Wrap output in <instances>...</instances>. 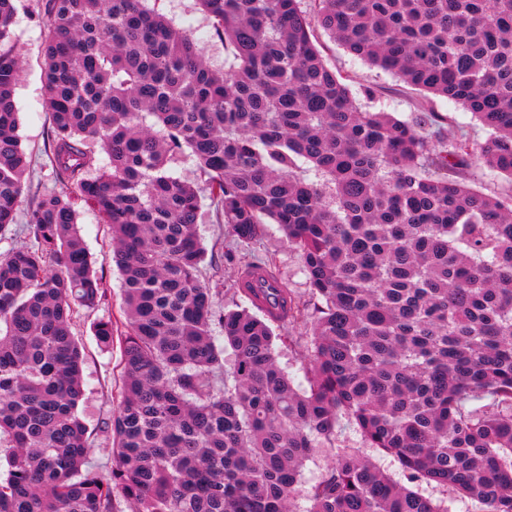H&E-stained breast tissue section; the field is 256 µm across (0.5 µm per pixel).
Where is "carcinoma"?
<instances>
[{
  "mask_svg": "<svg viewBox=\"0 0 512 512\" xmlns=\"http://www.w3.org/2000/svg\"><path fill=\"white\" fill-rule=\"evenodd\" d=\"M148 0H42L45 149L55 188L31 245L0 254V512H447L405 478L512 512V0H196L231 61L214 70ZM16 0H0V235L28 168L15 91ZM430 94L403 122L357 107L316 28ZM445 97L480 147L435 111ZM189 158L198 182L171 164ZM241 240L277 224L311 290L310 370L294 387L272 326L304 317L268 259L274 317L215 308L199 278L201 192ZM98 212L124 283L122 400L112 471L86 466L89 427L72 317L106 299L80 234ZM219 325L233 354L211 330ZM336 449L320 479L302 468ZM433 100L435 109L438 112H450L455 117L460 129L468 134V137L473 143L479 144L485 142L488 134L471 113L455 106L452 102H448L445 98L435 97Z\"/></svg>",
  "mask_w": 512,
  "mask_h": 512,
  "instance_id": "carcinoma-1",
  "label": "carcinoma"
}]
</instances>
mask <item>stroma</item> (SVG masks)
<instances>
[{
	"label": "stroma",
	"instance_id": "stroma-1",
	"mask_svg": "<svg viewBox=\"0 0 512 512\" xmlns=\"http://www.w3.org/2000/svg\"><path fill=\"white\" fill-rule=\"evenodd\" d=\"M149 5L164 15L176 28L190 33L203 52L205 61L215 69L223 68L227 54L223 44L213 36L211 24L195 0H149ZM41 0H19L16 19L15 46L23 64V77L16 89L19 110V135L29 156L26 175L28 191L25 204L19 207L10 230L0 236V253L31 242L26 231L27 206L44 191L54 186L51 163L44 145L49 127V115L44 105L42 75L43 28L39 23ZM318 41L329 67L343 76L356 102H363L364 87L377 92L374 110H384L401 120L410 119L421 98L419 91L410 89L396 77L385 73L352 55L335 43L327 34H319ZM78 227L90 254L95 258L94 269L107 290V298L95 310L77 314L73 332L83 354V378L86 395L78 406L79 415L92 430V451L89 468L100 473L112 469V439L101 429L102 421L111 417L120 396V345L103 350L97 345L93 325L100 320H122L123 284L116 266L107 259L112 251V231L103 224L99 214L88 207L79 211ZM200 234L208 254L220 256L225 252L256 255L271 259L282 279L301 300H308L310 290L303 262L297 249L290 245L278 225L266 227L263 237L243 241L225 224L220 209L211 198L202 200ZM311 323L303 319L278 327V334L287 336L288 344L278 346L277 361L299 388L306 387L309 362L306 342L310 338Z\"/></svg>",
	"mask_w": 512,
	"mask_h": 512
}]
</instances>
